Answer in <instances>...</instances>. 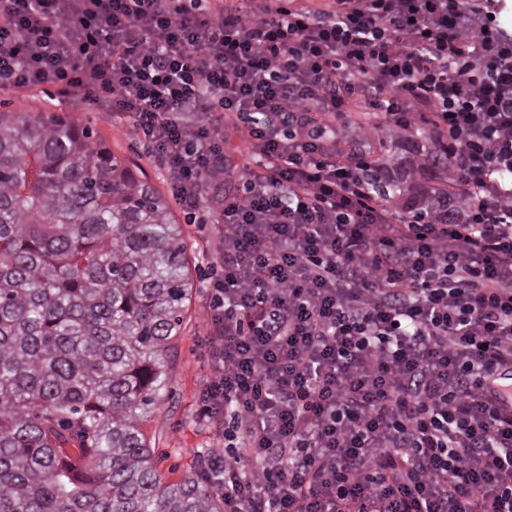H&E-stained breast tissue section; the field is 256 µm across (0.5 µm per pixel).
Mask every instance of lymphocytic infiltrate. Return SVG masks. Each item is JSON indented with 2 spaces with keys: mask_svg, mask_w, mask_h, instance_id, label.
I'll list each match as a JSON object with an SVG mask.
<instances>
[{
  "mask_svg": "<svg viewBox=\"0 0 512 512\" xmlns=\"http://www.w3.org/2000/svg\"><path fill=\"white\" fill-rule=\"evenodd\" d=\"M472 2L0 0V87L130 118L184 207L237 121L204 314L224 512H512V36ZM394 127L447 145L452 211L363 179Z\"/></svg>",
  "mask_w": 512,
  "mask_h": 512,
  "instance_id": "f902f5d3",
  "label": "lymphocytic infiltrate"
}]
</instances>
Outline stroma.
I'll return each mask as SVG.
<instances>
[{
  "instance_id": "obj_1",
  "label": "stroma",
  "mask_w": 512,
  "mask_h": 512,
  "mask_svg": "<svg viewBox=\"0 0 512 512\" xmlns=\"http://www.w3.org/2000/svg\"><path fill=\"white\" fill-rule=\"evenodd\" d=\"M28 110L55 112L88 124L118 157L134 161L167 200L187 243L191 267V290L182 327L175 336L168 373L170 383L161 401L144 425L147 444L154 463L166 482H177L197 474V449L212 440V428L200 417L201 391L210 372L203 314L210 302L206 284L220 267L213 256L220 243L217 215L225 196L241 185L240 175L247 163L242 153L240 133L233 123L224 126V165L233 179L209 186L197 210L188 211L174 201V189L167 171L147 155L130 119H119L98 109L88 92L81 91L64 101L52 92L0 90V111Z\"/></svg>"
}]
</instances>
